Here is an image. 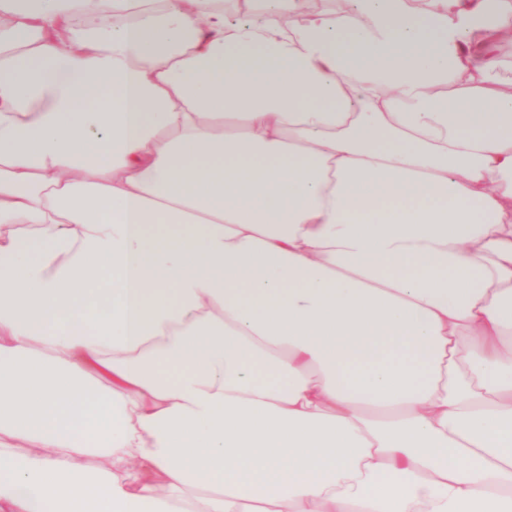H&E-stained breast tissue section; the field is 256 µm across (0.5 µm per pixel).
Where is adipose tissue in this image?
I'll return each instance as SVG.
<instances>
[{"label": "adipose tissue", "instance_id": "obj_1", "mask_svg": "<svg viewBox=\"0 0 512 512\" xmlns=\"http://www.w3.org/2000/svg\"><path fill=\"white\" fill-rule=\"evenodd\" d=\"M512 0H0V512H512Z\"/></svg>", "mask_w": 512, "mask_h": 512}]
</instances>
